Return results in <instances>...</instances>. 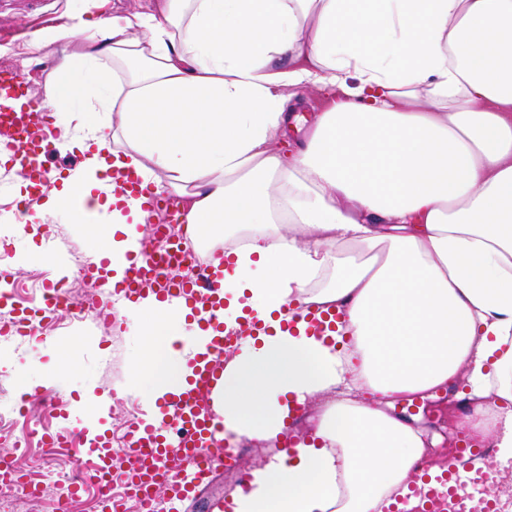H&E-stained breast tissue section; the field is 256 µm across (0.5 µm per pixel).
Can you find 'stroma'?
I'll return each instance as SVG.
<instances>
[{
    "instance_id": "stroma-1",
    "label": "stroma",
    "mask_w": 512,
    "mask_h": 512,
    "mask_svg": "<svg viewBox=\"0 0 512 512\" xmlns=\"http://www.w3.org/2000/svg\"><path fill=\"white\" fill-rule=\"evenodd\" d=\"M159 0H0V30L8 39L0 40V66H14L27 72L34 53L28 41L35 32L48 31L44 18L64 16L67 22L98 20L104 13L122 16L131 12L153 11ZM84 229L78 224L57 221L41 225L38 231L25 228L17 233L0 234V264L10 270L9 281L22 301H29V291L45 288L73 278V253H85ZM38 345H27L17 353L13 337L0 336V397L12 399L21 394L19 377L27 375L38 382L42 395L51 397L55 409L34 405L30 414L56 430L72 424L81 406L93 396L108 395L113 402L106 421L111 431H118L123 406L142 408L141 399L128 390L130 365L135 356V341L125 315H116L108 324L92 320H70L60 315L54 329H40ZM63 360L73 371L58 373L54 362ZM395 411L419 418L429 433L438 435L434 459L460 457L466 444L464 432L456 429L443 392L426 398L398 399ZM263 445L244 444L236 463L219 468L215 481L193 500L177 505L175 512H211L212 504L226 498L248 465L267 460Z\"/></svg>"
}]
</instances>
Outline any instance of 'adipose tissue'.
Segmentation results:
<instances>
[{"mask_svg": "<svg viewBox=\"0 0 512 512\" xmlns=\"http://www.w3.org/2000/svg\"><path fill=\"white\" fill-rule=\"evenodd\" d=\"M68 47L39 86L61 152L84 155L25 217L84 223L114 280L144 248L133 171L179 200L182 232L222 244L224 326L245 336L215 396L224 439L276 443L293 406L309 435L249 467L230 512H413L443 466L399 397L446 390L458 421L512 460V0H160ZM356 86H349V79ZM340 91L314 120L289 89ZM306 133L282 153L288 130ZM342 312L336 333L285 330L286 310ZM188 307L145 296L125 314L146 406L177 391L205 339Z\"/></svg>", "mask_w": 512, "mask_h": 512, "instance_id": "ef3b65f1", "label": "adipose tissue"}]
</instances>
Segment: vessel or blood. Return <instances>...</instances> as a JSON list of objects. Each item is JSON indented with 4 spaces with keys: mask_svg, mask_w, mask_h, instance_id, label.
Segmentation results:
<instances>
[{
    "mask_svg": "<svg viewBox=\"0 0 512 512\" xmlns=\"http://www.w3.org/2000/svg\"><path fill=\"white\" fill-rule=\"evenodd\" d=\"M0 98L11 105L0 108V147L12 165L21 167L29 186L27 196L18 202L14 217L23 220L30 203L39 201L52 186V174L43 159L51 151V137L58 131L51 122L49 109L30 99L22 76L0 67ZM135 186L143 197L142 207L152 212L159 209L161 198L153 187L142 186L138 176L118 182L117 190ZM152 293L160 302L185 300L202 329L211 336L203 353L190 362L192 376L180 393L165 400V408L156 423L139 422L127 434L134 464L129 472L127 490L139 504L141 512H165L166 505L184 500L200 491L211 470L200 459L208 451H216V464H231L237 448L225 444L223 427L212 409L211 395L224 370V352L234 348L239 337L255 336L265 326L255 319L244 320L238 332L224 330L220 312L224 308V290L206 259L198 257L195 248L183 238H170L164 249L144 251L129 256L125 276L105 294H95L99 317L111 319L123 305ZM60 296L50 290L37 309L17 310L15 328L20 335L35 333L33 316H54L59 310ZM97 453V461L88 470V479L97 485L104 500H111L112 485L107 479L109 457L101 449L98 438L88 441Z\"/></svg>",
    "mask_w": 512,
    "mask_h": 512,
    "instance_id": "vessel-or-blood-1",
    "label": "vessel or blood"
}]
</instances>
